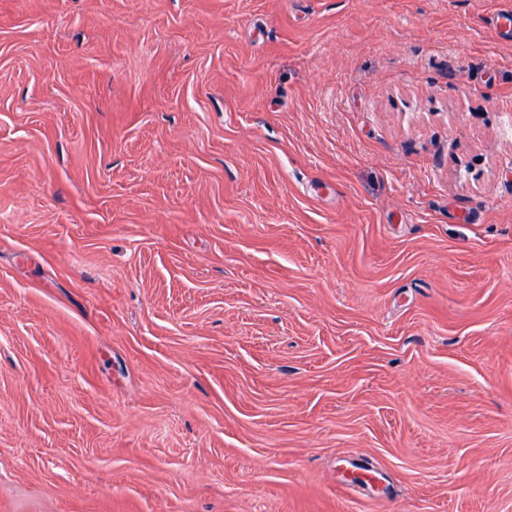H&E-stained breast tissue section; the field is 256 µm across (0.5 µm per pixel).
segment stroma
<instances>
[{
  "label": "stroma",
  "mask_w": 512,
  "mask_h": 512,
  "mask_svg": "<svg viewBox=\"0 0 512 512\" xmlns=\"http://www.w3.org/2000/svg\"><path fill=\"white\" fill-rule=\"evenodd\" d=\"M512 0H0V512H512Z\"/></svg>",
  "instance_id": "obj_1"
}]
</instances>
